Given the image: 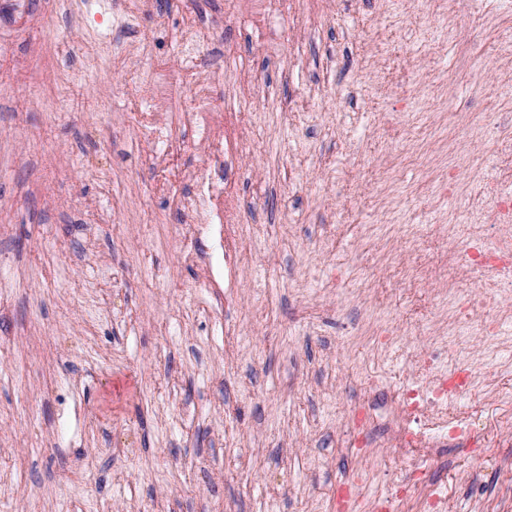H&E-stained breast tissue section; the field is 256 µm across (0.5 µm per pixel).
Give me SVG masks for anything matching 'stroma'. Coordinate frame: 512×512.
I'll return each mask as SVG.
<instances>
[{"label":"stroma","mask_w":512,"mask_h":512,"mask_svg":"<svg viewBox=\"0 0 512 512\" xmlns=\"http://www.w3.org/2000/svg\"><path fill=\"white\" fill-rule=\"evenodd\" d=\"M143 2L130 28L112 0L110 41L81 64L56 51L97 39L74 0H0V24L31 19L0 47V512H336L363 468L366 495L384 493L407 458L362 460L347 436L360 406H393L390 383H426L452 251L434 236L403 250L401 227L462 221L431 188L448 129L495 86L464 53L512 41V0H458L451 25L416 0H283L269 37L228 0ZM190 15L217 23L204 51L235 54L224 92L252 106L224 115L240 213L223 239L241 261L214 282L218 239L184 237L154 195L124 101L138 33L177 67ZM390 176L414 203L381 240ZM492 346L474 338L460 398L490 413L512 379V346L491 363ZM427 465L449 512H512V431Z\"/></svg>","instance_id":"stroma-1"}]
</instances>
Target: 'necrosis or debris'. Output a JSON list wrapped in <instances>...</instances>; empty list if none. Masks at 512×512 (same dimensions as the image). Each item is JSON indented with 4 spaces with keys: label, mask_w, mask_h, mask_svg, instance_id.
I'll return each instance as SVG.
<instances>
[{
    "label": "necrosis or debris",
    "mask_w": 512,
    "mask_h": 512,
    "mask_svg": "<svg viewBox=\"0 0 512 512\" xmlns=\"http://www.w3.org/2000/svg\"><path fill=\"white\" fill-rule=\"evenodd\" d=\"M215 34L214 28L201 26L196 18L186 19L176 38L181 53L178 67L150 81L153 102L149 110L138 114L151 154L163 172L158 190L169 205L192 215L187 226L192 236L201 225L235 220L224 199V111L212 106V76L235 67L236 61L225 58L214 72H206L207 60L199 47ZM188 86L194 92L196 108L192 111L186 110L183 102L182 91ZM458 138L488 139L495 145L494 154L473 176L483 197L481 206L471 204L470 194L443 185L438 188L439 193L454 199L463 217L462 223L449 225L442 232L458 246L448 266L452 316L442 337L463 352L470 349L473 337L499 335L512 324V136L491 122L487 113L479 112L460 128ZM189 141L203 149L204 168L182 163ZM472 385L471 375L456 369L433 377L426 387L402 388L385 425L376 424L373 409L358 412L348 444L361 454L389 441L422 458L449 448L481 453L489 442L488 433H475L471 416L462 415L450 402ZM404 504L412 505L414 512H442L443 497L425 467H415L406 477L394 480L391 493L373 497L368 512H395Z\"/></svg>",
    "instance_id": "4bbe7bcc"
}]
</instances>
